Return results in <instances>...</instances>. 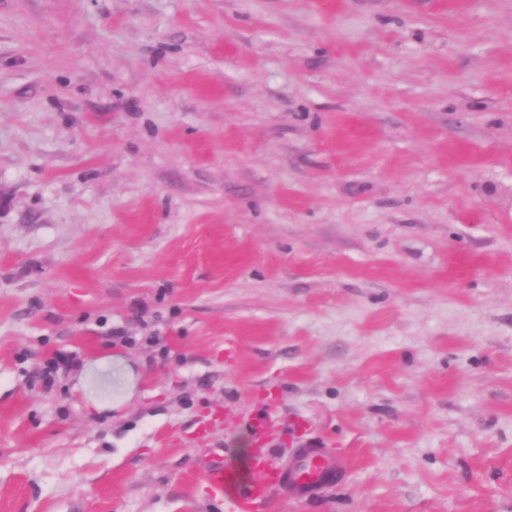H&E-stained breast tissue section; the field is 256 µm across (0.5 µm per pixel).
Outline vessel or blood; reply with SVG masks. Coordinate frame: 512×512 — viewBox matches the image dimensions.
<instances>
[{
    "instance_id": "vessel-or-blood-1",
    "label": "vessel or blood",
    "mask_w": 512,
    "mask_h": 512,
    "mask_svg": "<svg viewBox=\"0 0 512 512\" xmlns=\"http://www.w3.org/2000/svg\"><path fill=\"white\" fill-rule=\"evenodd\" d=\"M255 451L248 472L233 467L217 466L211 471L215 495L234 490L235 512H255L264 505L272 489L279 488L294 496L304 497L316 488L332 484L344 469L343 461L329 449L304 447L294 449L287 467H279L267 450L269 420L257 415L249 423Z\"/></svg>"
}]
</instances>
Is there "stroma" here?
<instances>
[{"instance_id":"stroma-1","label":"stroma","mask_w":512,"mask_h":512,"mask_svg":"<svg viewBox=\"0 0 512 512\" xmlns=\"http://www.w3.org/2000/svg\"><path fill=\"white\" fill-rule=\"evenodd\" d=\"M264 411L348 466L258 512H512V0H0V512H229Z\"/></svg>"}]
</instances>
